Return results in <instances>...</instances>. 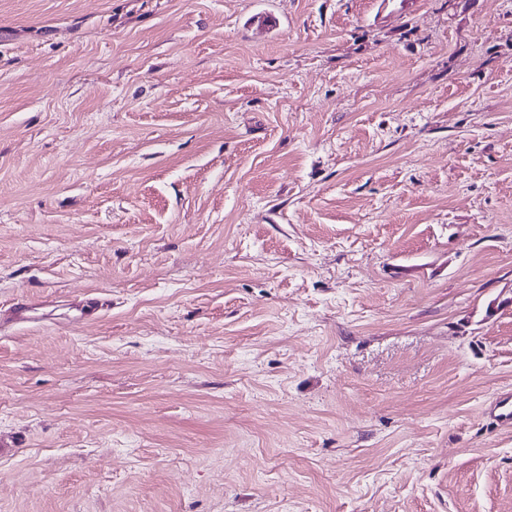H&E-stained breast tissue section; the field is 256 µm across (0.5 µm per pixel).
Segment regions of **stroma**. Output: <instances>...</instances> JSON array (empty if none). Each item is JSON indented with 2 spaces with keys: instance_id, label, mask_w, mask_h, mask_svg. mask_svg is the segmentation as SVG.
Segmentation results:
<instances>
[{
  "instance_id": "stroma-1",
  "label": "stroma",
  "mask_w": 512,
  "mask_h": 512,
  "mask_svg": "<svg viewBox=\"0 0 512 512\" xmlns=\"http://www.w3.org/2000/svg\"><path fill=\"white\" fill-rule=\"evenodd\" d=\"M21 298L0 512H512V0H0Z\"/></svg>"
}]
</instances>
